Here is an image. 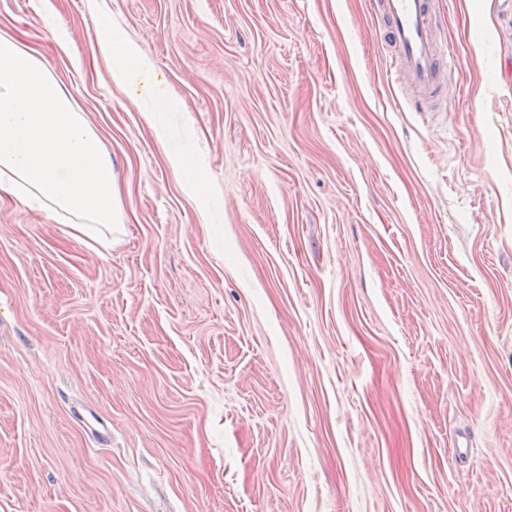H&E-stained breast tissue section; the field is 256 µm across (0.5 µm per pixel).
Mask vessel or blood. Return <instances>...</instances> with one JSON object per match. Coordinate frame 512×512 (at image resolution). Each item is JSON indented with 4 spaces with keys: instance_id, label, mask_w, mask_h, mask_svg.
<instances>
[{
    "instance_id": "obj_1",
    "label": "vessel or blood",
    "mask_w": 512,
    "mask_h": 512,
    "mask_svg": "<svg viewBox=\"0 0 512 512\" xmlns=\"http://www.w3.org/2000/svg\"><path fill=\"white\" fill-rule=\"evenodd\" d=\"M381 16V38L395 53L400 70L423 96L420 111L431 108L442 94L448 74L450 55L447 47L437 45L434 0H372Z\"/></svg>"
}]
</instances>
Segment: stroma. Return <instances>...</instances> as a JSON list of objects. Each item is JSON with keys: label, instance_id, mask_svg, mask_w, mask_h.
I'll return each mask as SVG.
<instances>
[{"label": "stroma", "instance_id": "1", "mask_svg": "<svg viewBox=\"0 0 512 512\" xmlns=\"http://www.w3.org/2000/svg\"><path fill=\"white\" fill-rule=\"evenodd\" d=\"M436 10L418 112L370 0H0L119 198L105 248L0 193V512H512V0ZM97 31L94 56L106 64L116 86L124 87L148 69L146 55L135 41L112 27L110 16L99 17ZM167 157L184 194L203 206L206 196L203 191L204 171L202 164L188 159L184 153L179 151L171 152Z\"/></svg>", "mask_w": 512, "mask_h": 512}]
</instances>
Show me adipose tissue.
<instances>
[{"label":"adipose tissue","instance_id":"adipose-tissue-1","mask_svg":"<svg viewBox=\"0 0 512 512\" xmlns=\"http://www.w3.org/2000/svg\"><path fill=\"white\" fill-rule=\"evenodd\" d=\"M94 55L122 87L149 67L138 44L99 17ZM0 190L47 209L72 237L104 243L118 196L96 125L76 112L32 50L0 34Z\"/></svg>","mask_w":512,"mask_h":512}]
</instances>
